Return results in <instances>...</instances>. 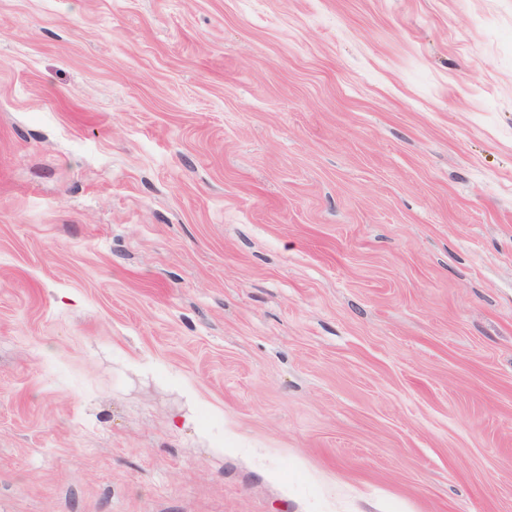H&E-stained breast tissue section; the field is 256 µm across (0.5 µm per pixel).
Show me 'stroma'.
I'll use <instances>...</instances> for the list:
<instances>
[{"label":"stroma","mask_w":512,"mask_h":512,"mask_svg":"<svg viewBox=\"0 0 512 512\" xmlns=\"http://www.w3.org/2000/svg\"><path fill=\"white\" fill-rule=\"evenodd\" d=\"M0 512H512V0H0Z\"/></svg>","instance_id":"35a3bbf8"}]
</instances>
